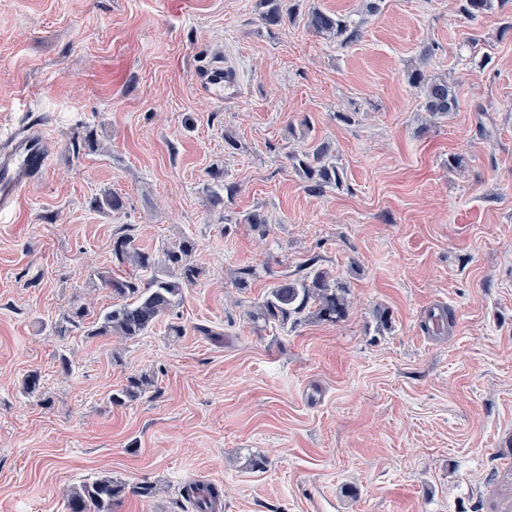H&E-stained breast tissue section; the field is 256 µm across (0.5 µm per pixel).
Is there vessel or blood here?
I'll return each mask as SVG.
<instances>
[{
	"instance_id": "obj_1",
	"label": "vessel or blood",
	"mask_w": 512,
	"mask_h": 512,
	"mask_svg": "<svg viewBox=\"0 0 512 512\" xmlns=\"http://www.w3.org/2000/svg\"><path fill=\"white\" fill-rule=\"evenodd\" d=\"M199 83L209 94L225 98L234 94L236 77L216 67L203 70ZM52 154V142L35 125L0 140V213L12 211L22 190L47 172Z\"/></svg>"
}]
</instances>
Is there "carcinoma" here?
Wrapping results in <instances>:
<instances>
[{"label":"carcinoma","instance_id":"1","mask_svg":"<svg viewBox=\"0 0 512 512\" xmlns=\"http://www.w3.org/2000/svg\"><path fill=\"white\" fill-rule=\"evenodd\" d=\"M460 12L474 18L494 8V3L505 4L508 0H458ZM265 11L261 20L266 29L283 26L302 18L303 25L317 34L336 37L344 45L354 44L363 37V21L339 13L314 8L304 15L297 12L294 0H263ZM408 84L417 90L422 111L431 117H446L457 111L458 99L455 87L447 77L431 74L425 66L410 70ZM295 169L309 183V190L321 194L343 184L336 156L325 143H318L309 150L294 156ZM124 207L123 198L109 192L96 200V208L102 212H119ZM197 249L195 240L182 236L165 246L161 254L154 256L139 249L134 238L125 234L112 239V263L117 267L133 270H151V277L141 282L136 278L117 276L109 269L99 274L104 287L111 290L117 301L89 319L90 310L84 305L72 306L62 319L53 325V332L64 337L72 329L85 327L88 336H118L124 340L147 334L183 297L185 288L195 283L199 272L192 256ZM350 290L346 284L317 266L315 260L305 265V272L295 278L273 281L264 296L250 312V319L265 326L295 329L309 321L340 323L350 310ZM151 385L143 376L128 380L111 402L123 404L138 398ZM149 497L153 487L143 485L128 487L109 475L84 482L69 491V512H112L114 502L127 493ZM196 512H211L214 490L204 484H196L187 493Z\"/></svg>","mask_w":512,"mask_h":512}]
</instances>
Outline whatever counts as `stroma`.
Returning a JSON list of instances; mask_svg holds the SVG:
<instances>
[{"mask_svg": "<svg viewBox=\"0 0 512 512\" xmlns=\"http://www.w3.org/2000/svg\"><path fill=\"white\" fill-rule=\"evenodd\" d=\"M365 5L299 0L365 16L344 46L267 30L260 0H0V136L42 124L56 142L0 214V512H68L102 475L156 489L113 512H195L191 483L221 512L512 506V5ZM213 62L236 99L201 91ZM420 65L454 80L457 112H422ZM322 141L344 182L316 195L292 157ZM106 192L122 211L95 209ZM121 232L153 254L194 238L195 284L144 336L54 335L71 305H112L97 274ZM311 258L348 285L347 319L253 323ZM141 374L145 393L111 403Z\"/></svg>", "mask_w": 512, "mask_h": 512, "instance_id": "35a3bbf8", "label": "stroma"}]
</instances>
